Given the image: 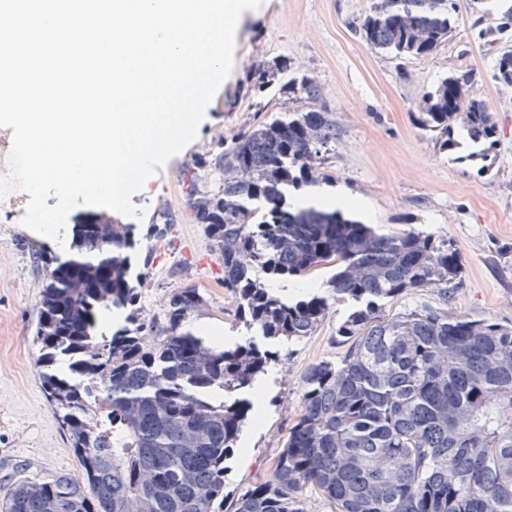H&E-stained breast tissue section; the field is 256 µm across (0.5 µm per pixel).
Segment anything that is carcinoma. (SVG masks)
Instances as JSON below:
<instances>
[{"mask_svg":"<svg viewBox=\"0 0 512 512\" xmlns=\"http://www.w3.org/2000/svg\"><path fill=\"white\" fill-rule=\"evenodd\" d=\"M486 13L491 45L512 27V3ZM456 0H378L358 27L374 50L422 58L448 41ZM494 78L512 85V48ZM471 71L445 79L419 105L420 126L448 147L454 126L473 141L491 115L471 95ZM292 105L219 143L212 166L224 180L191 208L220 243L224 288L239 321L270 339L308 336L326 299L291 303L255 277L308 276L328 264L338 301L352 311L337 329L349 346L302 377V407L273 479L247 489L234 512H304L307 488L332 512H512V326L418 304L392 315L389 300L458 287L452 245L420 231L389 236L338 211L286 209L289 189L329 180L321 171L338 130L303 74L280 85ZM313 138L304 142L296 129ZM249 174L233 173L235 159ZM75 266L94 283L80 291L60 275ZM34 342L43 392L82 467L85 483L23 479L0 512H224V462L273 360L250 341L219 348L190 328L205 303L174 290L164 321L140 313L143 284L133 224H76L70 253L50 256ZM156 340L146 346L143 335Z\"/></svg>","mask_w":512,"mask_h":512,"instance_id":"cac0c4a2","label":"carcinoma"}]
</instances>
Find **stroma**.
<instances>
[{"instance_id":"obj_1","label":"stroma","mask_w":512,"mask_h":512,"mask_svg":"<svg viewBox=\"0 0 512 512\" xmlns=\"http://www.w3.org/2000/svg\"><path fill=\"white\" fill-rule=\"evenodd\" d=\"M374 0H262L243 21L236 65L205 109L195 139L147 179L131 201L144 209L136 223L146 285L141 312L162 319L170 293L197 289L206 301L192 328L208 325L254 340L270 350L277 375L261 428L244 421L247 459L227 462L224 493L235 501L250 486L273 477L277 456L299 415L302 376L320 361H336L345 348L336 330L349 313L324 283L330 269L316 271L328 308L311 335L272 340L239 322L236 300L224 287V266L190 207L192 176L217 188L220 171L208 167L219 139H231L264 120L255 102L274 94L265 70L286 65L293 74L315 77L336 121L338 138L326 153L327 173L343 193L366 201L378 233L423 231L448 240L459 251L461 285L449 296L424 289L388 301L396 313L421 303L445 307L470 319L512 326V86L493 77L495 49L478 37L479 0H456L455 28L447 42L420 60L375 51L353 32ZM474 70L473 93L492 117L490 138L472 142L462 132L461 160L440 149L419 124L418 104L442 80ZM487 151L484 160L468 153ZM98 210L70 211L62 237L53 240L21 224L0 219V498L20 478L82 479L83 472L57 416L44 396L34 342L46 269L37 251H67L72 229L91 224Z\"/></svg>"}]
</instances>
